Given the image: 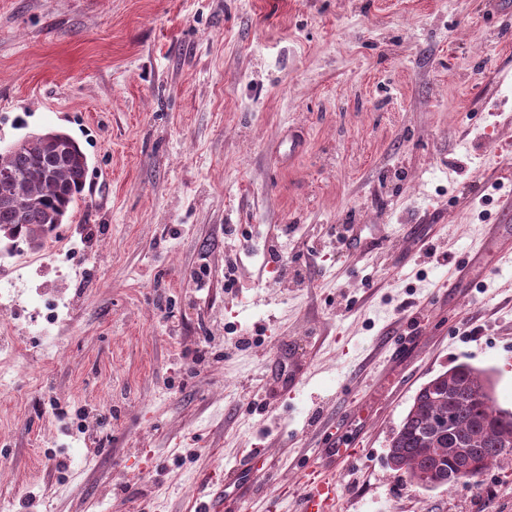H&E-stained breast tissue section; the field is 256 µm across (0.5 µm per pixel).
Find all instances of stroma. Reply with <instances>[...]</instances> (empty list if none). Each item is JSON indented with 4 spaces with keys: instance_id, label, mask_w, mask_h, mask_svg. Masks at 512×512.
<instances>
[{
    "instance_id": "obj_1",
    "label": "stroma",
    "mask_w": 512,
    "mask_h": 512,
    "mask_svg": "<svg viewBox=\"0 0 512 512\" xmlns=\"http://www.w3.org/2000/svg\"><path fill=\"white\" fill-rule=\"evenodd\" d=\"M48 130L88 171L43 248L0 235L13 512H199L254 451L267 474L223 512H299L332 438L358 448L337 512H512V464L431 491L387 465L457 364L512 411V0H0V149ZM43 291L65 296L50 352Z\"/></svg>"
}]
</instances>
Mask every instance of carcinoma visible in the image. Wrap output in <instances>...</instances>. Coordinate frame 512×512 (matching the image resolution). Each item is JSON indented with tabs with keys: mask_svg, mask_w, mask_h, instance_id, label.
Masks as SVG:
<instances>
[{
	"mask_svg": "<svg viewBox=\"0 0 512 512\" xmlns=\"http://www.w3.org/2000/svg\"><path fill=\"white\" fill-rule=\"evenodd\" d=\"M0 167L20 177L25 199L22 206L0 202V231L29 245L62 224L87 176L86 155L72 138L59 146L31 142L1 156ZM443 375L447 379L434 387H420L389 442L401 462L398 471L419 488L418 474L430 469L440 471L446 489L474 482L507 459L500 448L512 443V412L479 395V371L458 364Z\"/></svg>",
	"mask_w": 512,
	"mask_h": 512,
	"instance_id": "cac0c4a2",
	"label": "carcinoma"
}]
</instances>
